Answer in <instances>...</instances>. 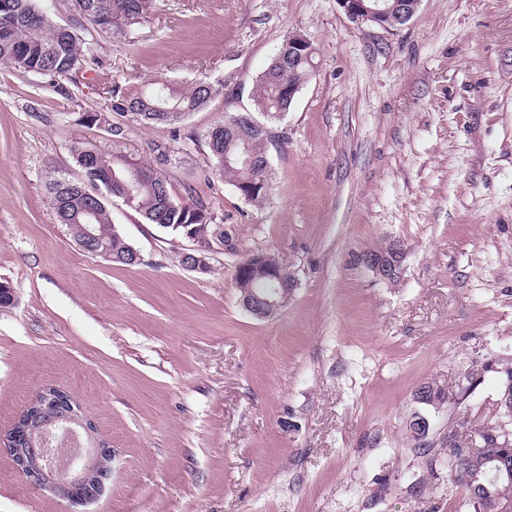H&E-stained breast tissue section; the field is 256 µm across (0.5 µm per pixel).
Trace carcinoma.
I'll use <instances>...</instances> for the list:
<instances>
[{
    "label": "carcinoma",
    "mask_w": 512,
    "mask_h": 512,
    "mask_svg": "<svg viewBox=\"0 0 512 512\" xmlns=\"http://www.w3.org/2000/svg\"><path fill=\"white\" fill-rule=\"evenodd\" d=\"M79 17L94 28L110 31L116 24L109 19L124 14L140 15L148 6V0H73ZM82 48L76 29L70 26L55 25L37 5L36 0H0V63L14 66L26 72L50 77H70L79 69ZM312 64L308 61L297 63L293 71H288V40H283L277 54L260 76V89L255 96L256 111L264 114L266 123L277 121L276 114L289 110L288 91L281 89V83L295 84L307 82ZM214 87L205 80L194 83L185 93L165 84L153 91L128 96L112 91V111L132 114L145 124L179 122L190 112H194L211 99ZM266 144L256 136L246 146L235 145L230 150V161H224V140L218 139L209 146L211 169L215 175L235 189L251 190L246 199L249 204L259 207L267 200L271 175L261 167L243 160L245 156H261ZM76 160L80 167L92 163L112 171V180L101 177L87 178L93 187L101 186L106 194L119 198L124 191L130 171L137 170L143 177L137 181L132 191L130 208L140 213L150 224L174 232H192L207 241H224V225L213 222L207 206L191 195L179 197L171 192L166 176L158 168L137 160L125 153L118 145L110 150L97 147L76 149ZM51 202H62L55 207L59 222L68 225L73 239L81 236V224L85 222L83 210L87 206L89 190L74 181L63 184L58 178L49 182ZM91 218L98 227V244L110 250L114 262L133 266L131 245L112 227L110 213L103 195ZM499 420H488L474 424L471 432L489 441L485 456L474 460L468 466L466 475H460L458 464L459 447L450 446L446 450L444 462L448 468L451 485L448 495L462 489L464 506L468 512H481V508L493 502L512 504V476L497 473L499 452L494 443V434L499 431Z\"/></svg>",
    "instance_id": "obj_1"
}]
</instances>
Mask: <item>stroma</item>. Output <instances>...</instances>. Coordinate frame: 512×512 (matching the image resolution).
Here are the masks:
<instances>
[{"label": "stroma", "instance_id": "1", "mask_svg": "<svg viewBox=\"0 0 512 512\" xmlns=\"http://www.w3.org/2000/svg\"><path fill=\"white\" fill-rule=\"evenodd\" d=\"M314 72L274 123L265 204L210 169L206 135L253 107L288 35ZM71 79L0 64V436L57 386L112 453L101 496L73 506L30 484L0 446V512H457L448 432L495 417L512 366V0H421L394 32L337 0H152L120 33L80 30ZM203 79L211 101L175 124L113 115L122 148L204 198L229 236L199 274L192 242L108 198L135 266L80 248L47 185L108 148L113 91ZM400 242L399 279L363 253ZM266 251L295 287L274 316L234 276ZM473 384L439 408L416 391ZM429 432L410 434L415 415Z\"/></svg>", "mask_w": 512, "mask_h": 512}]
</instances>
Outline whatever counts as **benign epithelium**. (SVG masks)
<instances>
[{
  "label": "benign epithelium",
  "mask_w": 512,
  "mask_h": 512,
  "mask_svg": "<svg viewBox=\"0 0 512 512\" xmlns=\"http://www.w3.org/2000/svg\"><path fill=\"white\" fill-rule=\"evenodd\" d=\"M348 18L358 24H369L387 32L397 30L415 15L420 0H337ZM310 51L309 41L299 35L288 36V63ZM245 123L237 130V135L248 141L256 129L264 132V138L274 140L273 132L264 124L258 122L250 111L245 110L236 116ZM195 247L180 256L181 265L185 268L206 274L210 263L208 253L211 245L192 236L186 235ZM403 253L391 255H371L365 258V266L374 275L383 280L397 278L400 275ZM258 271L266 272V277L273 282L269 288L261 291L246 287L253 281V275ZM295 282L292 272L272 264L270 254L255 252L239 263L235 271V282L240 284L239 300L243 308L257 319H266L277 313L285 304L292 289L287 282ZM53 395L54 403L72 406V397L64 390L49 386L44 387L31 398L25 409L15 419L5 435L4 445L16 469L32 484L50 491L55 496L68 500L73 504L84 505L94 501L103 492L105 480L111 473L112 448L108 444L96 442L86 454L82 455L75 464L65 469H57L44 459L43 449L24 448L20 440H28L36 432L32 424L35 411L43 407L45 398ZM62 428L72 432L77 428L92 435L91 424L82 421L74 411L65 410L60 418Z\"/></svg>",
  "instance_id": "1"
}]
</instances>
